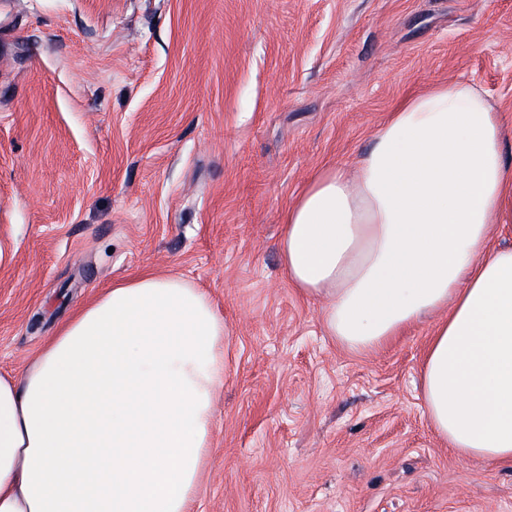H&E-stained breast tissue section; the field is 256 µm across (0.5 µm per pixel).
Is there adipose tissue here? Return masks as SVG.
I'll return each instance as SVG.
<instances>
[{"instance_id":"ef3b65f1","label":"adipose tissue","mask_w":512,"mask_h":512,"mask_svg":"<svg viewBox=\"0 0 512 512\" xmlns=\"http://www.w3.org/2000/svg\"><path fill=\"white\" fill-rule=\"evenodd\" d=\"M508 124L473 84L406 99L350 167L283 214L289 284L328 336L381 348L426 319L432 428L465 459L512 465ZM224 383V320L174 276L113 283L17 374H0V512H192Z\"/></svg>"}]
</instances>
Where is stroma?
Masks as SVG:
<instances>
[{"label": "stroma", "mask_w": 512, "mask_h": 512, "mask_svg": "<svg viewBox=\"0 0 512 512\" xmlns=\"http://www.w3.org/2000/svg\"><path fill=\"white\" fill-rule=\"evenodd\" d=\"M448 80L512 115V0H0V372L176 275L226 328L194 512H512V467L428 420L432 321L344 348L278 249L313 173Z\"/></svg>", "instance_id": "1"}]
</instances>
